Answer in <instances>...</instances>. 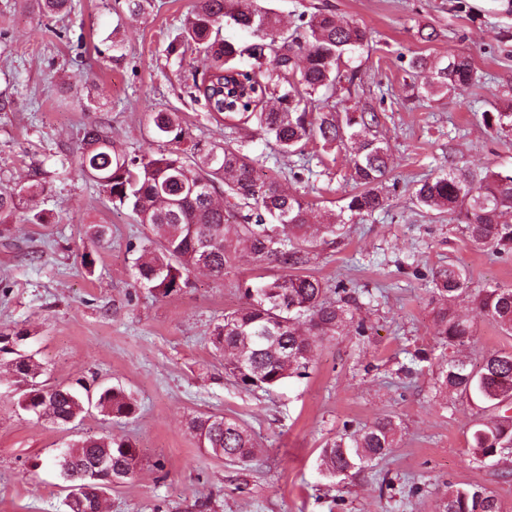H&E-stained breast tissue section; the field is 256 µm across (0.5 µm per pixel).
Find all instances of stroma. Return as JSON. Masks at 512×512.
I'll return each instance as SVG.
<instances>
[{"label": "stroma", "instance_id": "obj_1", "mask_svg": "<svg viewBox=\"0 0 512 512\" xmlns=\"http://www.w3.org/2000/svg\"><path fill=\"white\" fill-rule=\"evenodd\" d=\"M283 24L300 25L328 5L339 20L365 27L368 47L347 59L356 92L337 90V109L373 107L392 166L383 211L347 222L333 244L313 238L308 273L357 287L356 320L317 347L309 374L270 391H245L224 372L210 337L240 307L242 283L273 266L233 259L223 278L194 270L169 296L137 279L135 259L149 230L130 209L112 205L83 178L76 156L88 124H98L128 156L152 149L146 109L181 113L190 155L217 142L262 156L280 189L301 196L311 217L336 209L355 184L352 155L308 147L313 174L292 177L295 162L268 143L256 123L214 120L194 100L197 53L168 52L193 0H152L130 15L122 0H73L69 16L39 17L30 0H0V185L39 171L38 206L47 221L0 224V512H64L65 482L52 457L87 435L123 437L136 447L135 473L109 491L105 512H435L450 483L492 491L512 512V456L481 461L470 451L482 417L475 402L436 395L444 350L435 338L433 272L462 266L470 291L512 287V254L480 251L462 225L416 206L420 182L451 166L512 169V130L487 127L483 112L512 105V0H263ZM125 56L104 50L112 31ZM471 56L477 80L451 96L421 98L420 55L447 64ZM109 227L93 244L89 225ZM475 343L456 356L472 369L512 351V335L482 316L467 295L454 305ZM28 354L50 385L97 390L121 385L138 410L129 419L90 411L70 429L21 410L10 366ZM221 413L246 422L257 444L247 467L224 464L200 447L194 417ZM391 417L400 425L393 454L359 476L328 479L318 467L322 442ZM391 488H382L383 480Z\"/></svg>", "mask_w": 512, "mask_h": 512}]
</instances>
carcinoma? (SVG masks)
<instances>
[{
	"label": "carcinoma",
	"mask_w": 512,
	"mask_h": 512,
	"mask_svg": "<svg viewBox=\"0 0 512 512\" xmlns=\"http://www.w3.org/2000/svg\"><path fill=\"white\" fill-rule=\"evenodd\" d=\"M39 12L60 15L72 9V0H36ZM253 38L251 52L221 36L224 18ZM278 14L259 0H195L183 31L168 46L172 52L192 50L203 56L201 82L195 93L208 111L219 117L255 119L279 150L305 155L311 143L325 148L351 145V180L357 191L347 197L340 213L330 211L322 223L309 221V204L280 190L276 182L256 175L260 158L228 145H212L186 156L167 145L185 135L177 112H148L146 119L158 151L128 157L96 124L86 128L77 165L107 194L112 203L128 206L138 223L149 226L152 247L136 259L142 284L168 296L186 283L183 275L205 269L224 276L231 251L242 248L255 264H274L284 273L267 276L241 288L244 304L224 315L215 326L211 342L224 356V370L244 390L269 391L285 379L307 374L318 343L340 335L354 320L358 292L340 283L329 289L303 269L311 262L307 243L311 229L330 236L344 234L341 213L369 216L384 208L383 181L389 172L384 142L373 133L380 117L374 109L340 113L335 107L314 114L316 101L329 104L337 85L346 91L358 86L355 70L343 71L344 57L368 45L364 27L342 23L332 9L319 8L308 21L286 32ZM248 55L250 69L234 66ZM409 67L430 71L434 78L423 86L425 96L457 93L475 80L472 58L451 57L439 67L416 56ZM484 123L512 129V111L484 112ZM44 185L0 186V224L22 219L45 222L37 210ZM222 193L235 200L225 207L214 199ZM417 205L446 213L464 225L471 244L502 254L512 251V172L451 168L425 180L415 192ZM434 291L442 301L435 314L436 337L444 347L455 348L472 341L468 322L452 310L466 292V272L453 263L440 266L434 275ZM334 292L336 298L327 297ZM489 320L512 333V288H482L471 294ZM14 371L26 388L19 398L23 410L66 427L89 411L79 391L71 386H48L37 381L41 366L30 355L15 358ZM436 391L456 392L480 403L487 418L476 425L470 447L483 459L512 453V352L494 353L478 370L464 361H444ZM93 408L113 418H129L136 411L134 399L120 387H105ZM200 444L229 464L246 463L254 457L255 442L242 422L221 414H202L192 421ZM399 426L391 417L325 442L319 466L330 478L356 476L384 459L397 444ZM112 452V474L126 480L135 472L138 453L125 438L82 437L66 446L52 460L69 483H82L100 455ZM97 488L90 485L82 507L69 512H99ZM438 512H502L492 492L472 484H450L440 498Z\"/></svg>",
	"instance_id": "1"
}]
</instances>
